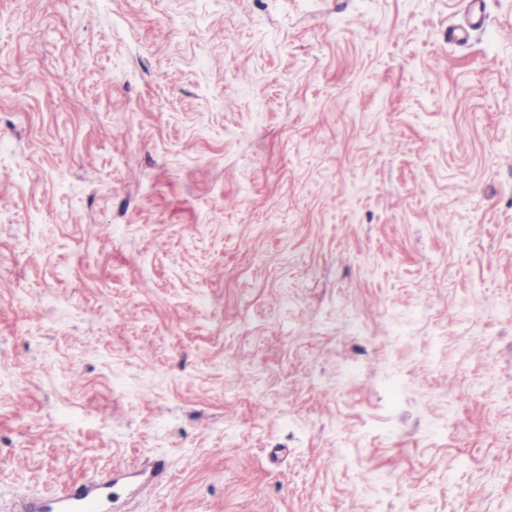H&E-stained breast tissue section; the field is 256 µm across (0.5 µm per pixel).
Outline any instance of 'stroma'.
<instances>
[{
    "label": "stroma",
    "mask_w": 512,
    "mask_h": 512,
    "mask_svg": "<svg viewBox=\"0 0 512 512\" xmlns=\"http://www.w3.org/2000/svg\"><path fill=\"white\" fill-rule=\"evenodd\" d=\"M465 7L0 0V512L159 461L114 512H512V0Z\"/></svg>",
    "instance_id": "stroma-1"
}]
</instances>
